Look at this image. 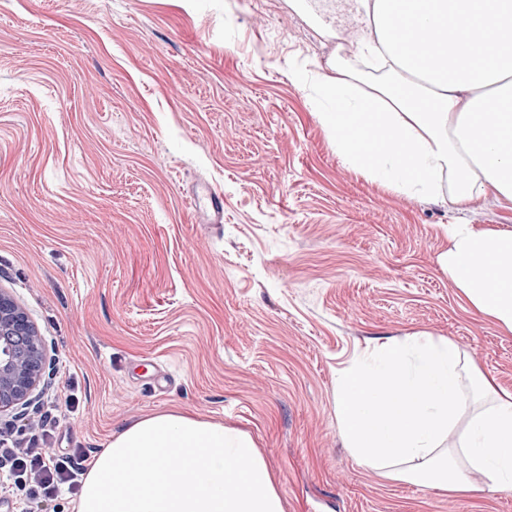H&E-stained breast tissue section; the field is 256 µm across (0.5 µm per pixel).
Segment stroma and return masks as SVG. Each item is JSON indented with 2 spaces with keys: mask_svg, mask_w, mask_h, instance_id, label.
I'll use <instances>...</instances> for the list:
<instances>
[{
  "mask_svg": "<svg viewBox=\"0 0 512 512\" xmlns=\"http://www.w3.org/2000/svg\"><path fill=\"white\" fill-rule=\"evenodd\" d=\"M361 26L349 0H0V289L48 358L34 415L97 452L171 408L247 432L285 512H512L471 474L442 492L360 464L336 383L368 346L450 339L512 391V334L440 265L458 212L345 165L294 63ZM224 197V221L190 193Z\"/></svg>",
  "mask_w": 512,
  "mask_h": 512,
  "instance_id": "obj_1",
  "label": "stroma"
}]
</instances>
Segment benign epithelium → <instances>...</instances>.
<instances>
[{"mask_svg": "<svg viewBox=\"0 0 512 512\" xmlns=\"http://www.w3.org/2000/svg\"><path fill=\"white\" fill-rule=\"evenodd\" d=\"M45 371L41 336L14 298L0 291V413L29 404Z\"/></svg>", "mask_w": 512, "mask_h": 512, "instance_id": "obj_1", "label": "benign epithelium"}]
</instances>
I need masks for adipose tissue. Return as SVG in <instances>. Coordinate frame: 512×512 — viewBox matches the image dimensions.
<instances>
[{
    "mask_svg": "<svg viewBox=\"0 0 512 512\" xmlns=\"http://www.w3.org/2000/svg\"><path fill=\"white\" fill-rule=\"evenodd\" d=\"M357 10L375 32L360 52L386 59L389 78L339 59L293 69L341 160L396 193L447 196L457 211L489 194L512 203V0H357ZM430 29L441 55L413 50ZM363 126L382 130L381 149L360 143ZM448 238L440 264L451 282L473 311L512 333V228L452 224ZM336 415L355 458L392 479L453 491L479 473L512 489V392L449 339L414 332L372 346L343 371ZM461 419L462 438L446 445ZM75 509L285 512L248 433L178 409L114 433L94 454Z\"/></svg>",
    "mask_w": 512,
    "mask_h": 512,
    "instance_id": "adipose-tissue-1",
    "label": "adipose tissue"
}]
</instances>
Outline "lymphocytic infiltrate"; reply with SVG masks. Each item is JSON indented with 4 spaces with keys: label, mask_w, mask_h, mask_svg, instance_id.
<instances>
[{
    "label": "lymphocytic infiltrate",
    "mask_w": 512,
    "mask_h": 512,
    "mask_svg": "<svg viewBox=\"0 0 512 512\" xmlns=\"http://www.w3.org/2000/svg\"><path fill=\"white\" fill-rule=\"evenodd\" d=\"M74 406L73 395L56 394L36 416L0 426V487L15 501L27 505L76 494L87 454L77 448L59 455L50 444L59 413Z\"/></svg>",
    "instance_id": "1"
}]
</instances>
